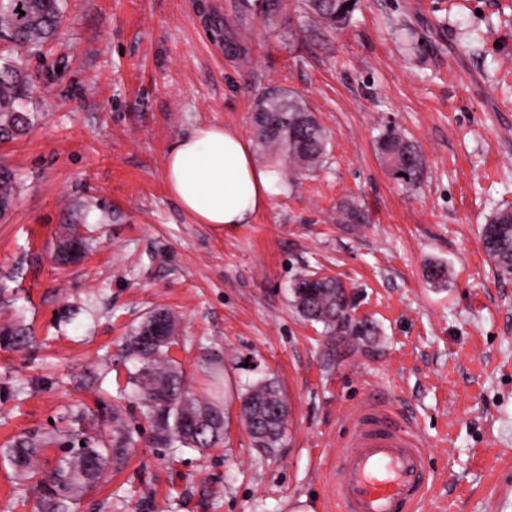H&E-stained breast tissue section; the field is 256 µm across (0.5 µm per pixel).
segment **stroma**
I'll list each match as a JSON object with an SVG mask.
<instances>
[{
  "label": "stroma",
  "mask_w": 512,
  "mask_h": 512,
  "mask_svg": "<svg viewBox=\"0 0 512 512\" xmlns=\"http://www.w3.org/2000/svg\"><path fill=\"white\" fill-rule=\"evenodd\" d=\"M234 0H63L58 35L21 52L27 133L0 141L19 190L0 218V448L29 434L110 440L120 408L134 446L78 512H336L327 496L350 417L384 401L424 445L422 512H512V275L480 227L512 206V0H360L318 30L294 6L242 21ZM244 44L245 53L234 52ZM301 95L331 135L322 168L224 229L187 215L165 154L203 124L252 135L258 89ZM402 130L426 172L407 189L374 144ZM353 204L367 221L343 224ZM87 238L57 258L66 227ZM448 268L437 288L429 262ZM315 270L355 295L364 337L303 320L288 289ZM156 308L180 322L169 351L209 397L225 372L224 441L168 448L145 409L117 398L120 347ZM278 382L290 414L253 447L238 395Z\"/></svg>",
  "instance_id": "stroma-1"
}]
</instances>
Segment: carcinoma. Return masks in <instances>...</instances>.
Segmentation results:
<instances>
[{"label": "carcinoma", "mask_w": 512, "mask_h": 512, "mask_svg": "<svg viewBox=\"0 0 512 512\" xmlns=\"http://www.w3.org/2000/svg\"><path fill=\"white\" fill-rule=\"evenodd\" d=\"M359 0H326L316 9L312 0H299L309 21L334 29L347 24ZM281 0H236L240 17L254 14L269 17L278 12ZM62 0H0V36L15 48L32 50L53 39L62 22ZM23 86L21 62L0 57V140L25 133L28 119L16 108ZM267 109L264 121H254V137L265 151L280 154L294 177L315 167L327 152L328 135L305 101L298 94L283 89L255 101V108ZM376 151L392 170L400 172L397 180L410 189L418 186L425 171L419 146L400 130L390 128L376 141ZM16 188V174L0 166V216L11 206ZM364 213L349 205L340 210L343 224H362ZM483 247L505 275H512V208L497 211L480 227ZM85 240L72 227L60 241L58 255L76 261L85 253ZM290 294L297 313L310 323L320 324L328 333L343 328L352 336L368 334L367 324L346 317L350 292L339 280L306 272L296 277ZM160 324L158 337L148 339L145 328L152 320ZM8 346L24 347L31 342L30 328L21 322L0 329ZM178 343V322L166 309L147 313L132 330L124 352L135 362L129 384L138 404L145 408L167 444L176 449L208 451L224 439V408L210 399H199L191 392V381L180 364L168 357ZM244 427L253 444L271 449L278 445L288 420V403L279 385L272 379L250 386L240 397ZM112 439L104 446L91 440L71 448L56 460L51 470L41 465L45 447L52 440L38 435L15 439L0 448V461L9 465L17 484L37 495L40 512H75L88 493L106 481L109 465L123 458L131 443L118 412H112Z\"/></svg>", "instance_id": "cac0c4a2"}]
</instances>
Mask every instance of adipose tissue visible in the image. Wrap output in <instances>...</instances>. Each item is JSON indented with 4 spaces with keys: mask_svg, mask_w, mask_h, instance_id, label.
<instances>
[{
    "mask_svg": "<svg viewBox=\"0 0 512 512\" xmlns=\"http://www.w3.org/2000/svg\"><path fill=\"white\" fill-rule=\"evenodd\" d=\"M164 177L188 215L219 228L250 223L284 187L275 170L254 163L238 132L212 124L168 147Z\"/></svg>",
    "mask_w": 512,
    "mask_h": 512,
    "instance_id": "ef3b65f1",
    "label": "adipose tissue"
}]
</instances>
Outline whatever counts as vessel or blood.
Wrapping results in <instances>:
<instances>
[{"label":"vessel or blood","mask_w":512,"mask_h":512,"mask_svg":"<svg viewBox=\"0 0 512 512\" xmlns=\"http://www.w3.org/2000/svg\"><path fill=\"white\" fill-rule=\"evenodd\" d=\"M430 479L417 436L388 409L356 415L337 457V512H405Z\"/></svg>","instance_id":"obj_1"}]
</instances>
